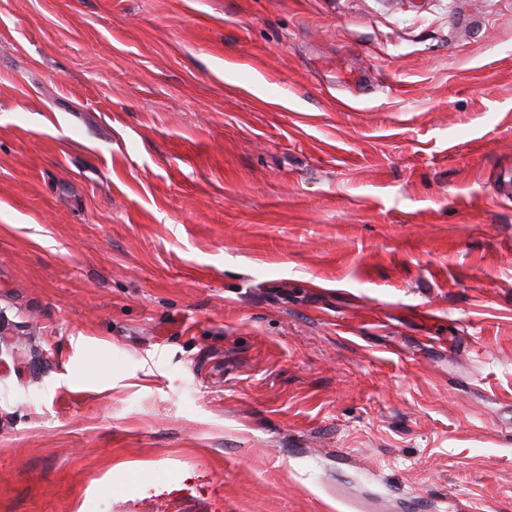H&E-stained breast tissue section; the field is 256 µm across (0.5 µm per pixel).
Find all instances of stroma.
<instances>
[{
    "instance_id": "stroma-1",
    "label": "stroma",
    "mask_w": 512,
    "mask_h": 512,
    "mask_svg": "<svg viewBox=\"0 0 512 512\" xmlns=\"http://www.w3.org/2000/svg\"><path fill=\"white\" fill-rule=\"evenodd\" d=\"M512 0H0V512H512Z\"/></svg>"
}]
</instances>
